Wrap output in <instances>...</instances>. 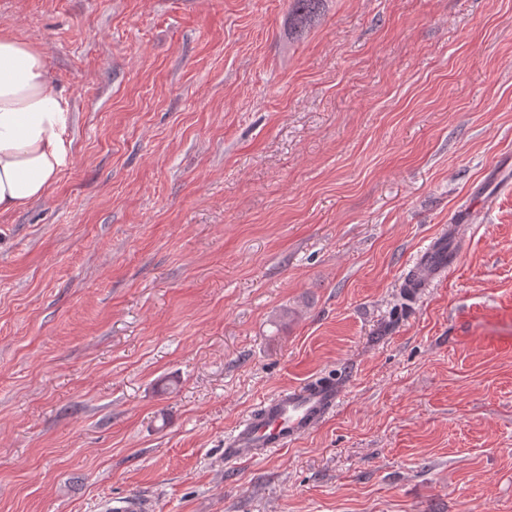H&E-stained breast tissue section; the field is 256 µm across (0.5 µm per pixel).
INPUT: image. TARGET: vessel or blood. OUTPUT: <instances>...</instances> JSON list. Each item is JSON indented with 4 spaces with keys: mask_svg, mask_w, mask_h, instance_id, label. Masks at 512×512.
I'll return each instance as SVG.
<instances>
[{
    "mask_svg": "<svg viewBox=\"0 0 512 512\" xmlns=\"http://www.w3.org/2000/svg\"><path fill=\"white\" fill-rule=\"evenodd\" d=\"M342 390L335 383L307 384L263 402L258 413L244 420L227 442L226 455L251 459L287 447L316 428L336 406Z\"/></svg>",
    "mask_w": 512,
    "mask_h": 512,
    "instance_id": "vessel-or-blood-1",
    "label": "vessel or blood"
}]
</instances>
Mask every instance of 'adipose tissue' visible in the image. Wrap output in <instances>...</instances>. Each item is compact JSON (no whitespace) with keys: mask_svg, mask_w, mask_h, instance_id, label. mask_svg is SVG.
<instances>
[{"mask_svg":"<svg viewBox=\"0 0 512 512\" xmlns=\"http://www.w3.org/2000/svg\"><path fill=\"white\" fill-rule=\"evenodd\" d=\"M70 120L42 51L0 32V215L45 196L68 161Z\"/></svg>","mask_w":512,"mask_h":512,"instance_id":"1","label":"adipose tissue"}]
</instances>
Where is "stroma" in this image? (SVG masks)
<instances>
[{"label":"stroma","instance_id":"1","mask_svg":"<svg viewBox=\"0 0 512 512\" xmlns=\"http://www.w3.org/2000/svg\"><path fill=\"white\" fill-rule=\"evenodd\" d=\"M288 5L0 0L72 112L0 215V512H512V0H325L300 39ZM321 386L308 383L281 392L263 402L232 433L225 448L232 459H252L260 453L288 444L316 428L336 406L342 390L334 382Z\"/></svg>","mask_w":512,"mask_h":512}]
</instances>
